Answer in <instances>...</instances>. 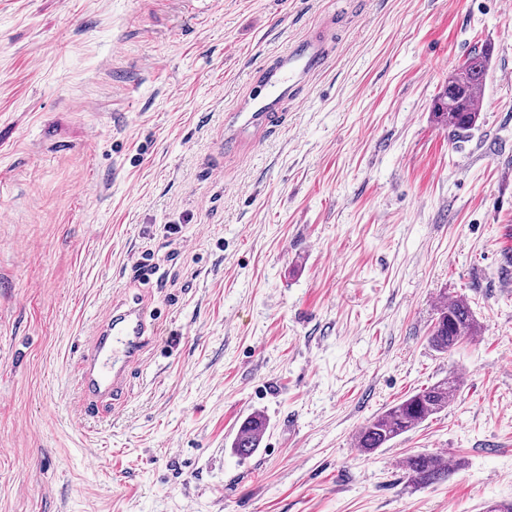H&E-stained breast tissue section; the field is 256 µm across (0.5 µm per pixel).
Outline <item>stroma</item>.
<instances>
[{
  "label": "stroma",
  "mask_w": 512,
  "mask_h": 512,
  "mask_svg": "<svg viewBox=\"0 0 512 512\" xmlns=\"http://www.w3.org/2000/svg\"><path fill=\"white\" fill-rule=\"evenodd\" d=\"M283 122L228 129L292 40ZM490 53L470 136L433 117ZM180 225L170 235L166 225ZM480 324L441 355L443 298ZM156 334L81 415L113 309ZM455 373L375 453L361 426ZM265 417L258 450H232ZM447 479L411 485L413 453ZM512 501L506 0H0V512H484ZM267 429V421L260 414L247 417L241 424L233 441L234 452L241 458L252 456L259 448ZM407 479L415 487H423L448 478V461L441 454L414 453L403 462Z\"/></svg>",
  "instance_id": "obj_1"
}]
</instances>
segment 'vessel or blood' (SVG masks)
<instances>
[{
  "mask_svg": "<svg viewBox=\"0 0 512 512\" xmlns=\"http://www.w3.org/2000/svg\"><path fill=\"white\" fill-rule=\"evenodd\" d=\"M326 42L318 33L289 45L266 73V93L235 112L234 130L279 122L285 105L296 101L299 88L325 67ZM149 332L147 311L135 302L113 311L105 327L90 337L80 355L81 391L87 403L117 396L119 382L139 358Z\"/></svg>",
  "mask_w": 512,
  "mask_h": 512,
  "instance_id": "1",
  "label": "vessel or blood"
}]
</instances>
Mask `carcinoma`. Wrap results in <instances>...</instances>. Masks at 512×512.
Listing matches in <instances>:
<instances>
[{
	"mask_svg": "<svg viewBox=\"0 0 512 512\" xmlns=\"http://www.w3.org/2000/svg\"><path fill=\"white\" fill-rule=\"evenodd\" d=\"M490 69V57L486 51H474L465 62L448 77V84L434 106L437 123L448 128V136L466 138L476 127L479 108L476 95L485 84ZM438 317L428 338L429 345L441 354L452 353L463 341L477 335L478 324L471 307L462 298L440 303ZM460 378L450 374L399 403L380 412L357 433V448L373 452L397 437L417 428L431 416L448 408V402L456 396ZM267 429V421L260 414L246 418L233 441L236 455L252 456L259 448ZM407 479L415 487H423L448 477V461L441 454L414 453L403 462Z\"/></svg>",
	"mask_w": 512,
	"mask_h": 512,
	"instance_id": "carcinoma-1",
	"label": "carcinoma"
}]
</instances>
